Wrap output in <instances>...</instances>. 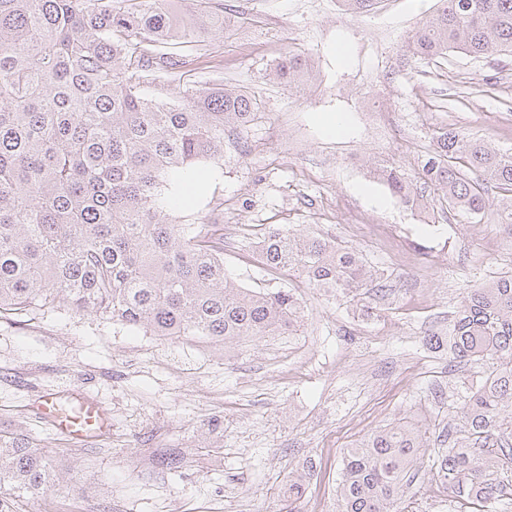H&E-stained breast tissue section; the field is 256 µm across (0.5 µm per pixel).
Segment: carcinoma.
Returning <instances> with one entry per match:
<instances>
[{
	"label": "carcinoma",
	"mask_w": 512,
	"mask_h": 512,
	"mask_svg": "<svg viewBox=\"0 0 512 512\" xmlns=\"http://www.w3.org/2000/svg\"><path fill=\"white\" fill-rule=\"evenodd\" d=\"M198 2L187 20L167 0H0V318L66 304L155 336L224 343L297 324L293 293L235 287L224 245L176 212L188 178L196 189L219 183L225 136L259 113L254 95L220 77L173 100L144 93L156 74L191 64L195 44L223 27L207 0ZM339 2L356 16L376 4ZM440 3L408 38V57L512 56V0ZM275 72L302 84L309 59L290 53ZM435 139L422 187L472 219L485 212L488 188L498 189L499 224L512 238V152L456 129ZM373 175L405 206L426 208L399 168ZM259 256L315 289L357 297L374 282L357 252L311 233L273 227ZM435 341L491 371L463 400L448 452L430 472L458 497L507 512L512 481L472 449L512 461V275L467 289L447 338ZM428 448L429 430L400 419L348 449L338 512H402L400 488ZM58 481L28 436L0 433V512H13L11 497H38Z\"/></svg>",
	"instance_id": "obj_1"
}]
</instances>
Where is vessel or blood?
Masks as SVG:
<instances>
[{"label":"vessel or blood","mask_w":512,"mask_h":512,"mask_svg":"<svg viewBox=\"0 0 512 512\" xmlns=\"http://www.w3.org/2000/svg\"><path fill=\"white\" fill-rule=\"evenodd\" d=\"M35 413L74 443H88L110 433L112 419L90 396L73 391H46L37 399Z\"/></svg>","instance_id":"b4317fda"}]
</instances>
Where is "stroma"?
<instances>
[{
    "instance_id": "35a3bbf8",
    "label": "stroma",
    "mask_w": 512,
    "mask_h": 512,
    "mask_svg": "<svg viewBox=\"0 0 512 512\" xmlns=\"http://www.w3.org/2000/svg\"><path fill=\"white\" fill-rule=\"evenodd\" d=\"M227 26L197 47L179 83L157 78L163 99L214 77L254 94L258 118L224 150L216 191L190 209L211 233L245 225L224 247L244 288L291 289L298 330L223 345L170 340L68 307L0 319V432H24L52 456L65 483L23 496L15 512H282L291 476L297 512H337L342 457L404 417L447 430L483 363L457 365L430 344L445 335L467 288L512 274V242L488 211L481 223L428 198L403 206L370 173L387 161L417 179L436 132L455 128L512 150V59L460 53L414 61L403 53L438 0H379L368 15L337 0H210ZM312 55L314 77L273 79L288 51ZM339 113L346 129L330 133ZM273 225L313 232L358 252L378 287L357 298L315 291L260 261ZM426 373L411 367L413 358ZM78 389L112 417L104 439L75 444L32 412L44 391ZM179 449L180 468L158 453ZM421 456L405 487L407 512H461Z\"/></svg>"
}]
</instances>
